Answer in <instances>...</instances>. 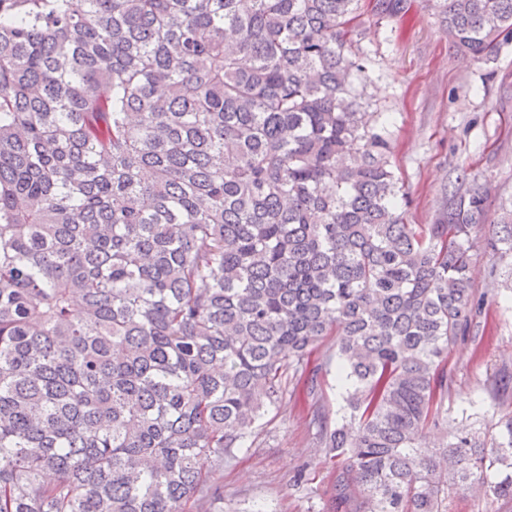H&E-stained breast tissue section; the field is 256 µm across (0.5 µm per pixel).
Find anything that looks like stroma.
Here are the masks:
<instances>
[{
	"mask_svg": "<svg viewBox=\"0 0 512 512\" xmlns=\"http://www.w3.org/2000/svg\"><path fill=\"white\" fill-rule=\"evenodd\" d=\"M353 41L364 53L370 109L391 134L390 160L410 200L407 222L437 223L464 174L488 190V219L474 238L497 231L501 206L512 203V43L487 61L460 53L443 30L437 0H405L391 17L378 14L376 0H360ZM487 263L483 256L472 263L485 297L480 339L449 351L444 402L449 420L478 427L512 413V391L495 386L499 371L512 369V263L503 262L494 278ZM343 393L332 370L319 377L314 395L306 380L292 381L271 421L216 473L222 512H322L337 460L321 448L312 418L321 408L341 419Z\"/></svg>",
	"mask_w": 512,
	"mask_h": 512,
	"instance_id": "stroma-1",
	"label": "stroma"
}]
</instances>
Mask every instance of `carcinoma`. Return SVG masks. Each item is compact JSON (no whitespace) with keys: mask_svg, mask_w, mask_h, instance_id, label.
I'll use <instances>...</instances> for the list:
<instances>
[{"mask_svg":"<svg viewBox=\"0 0 512 512\" xmlns=\"http://www.w3.org/2000/svg\"><path fill=\"white\" fill-rule=\"evenodd\" d=\"M358 0H0V512H189L336 337L326 512L512 500V416L448 424L512 205L426 228L363 109ZM476 58L512 0H443Z\"/></svg>","mask_w":512,"mask_h":512,"instance_id":"carcinoma-1","label":"carcinoma"}]
</instances>
